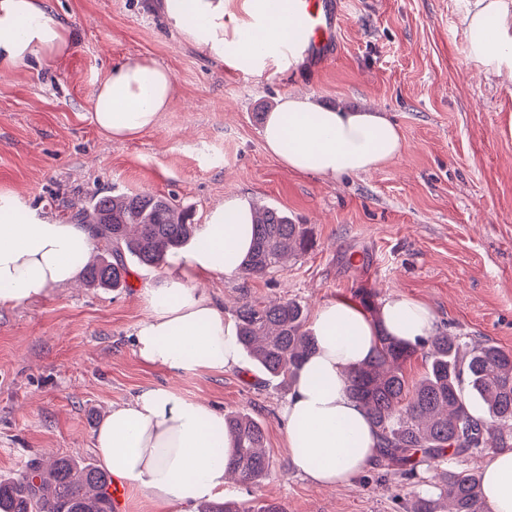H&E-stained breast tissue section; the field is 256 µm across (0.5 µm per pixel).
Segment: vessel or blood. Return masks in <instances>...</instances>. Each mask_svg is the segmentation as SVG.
<instances>
[{
    "mask_svg": "<svg viewBox=\"0 0 512 512\" xmlns=\"http://www.w3.org/2000/svg\"><path fill=\"white\" fill-rule=\"evenodd\" d=\"M342 0H290L289 14L303 50L323 65L338 51V23Z\"/></svg>",
    "mask_w": 512,
    "mask_h": 512,
    "instance_id": "obj_1",
    "label": "vessel or blood"
}]
</instances>
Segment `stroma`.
<instances>
[{
    "mask_svg": "<svg viewBox=\"0 0 512 512\" xmlns=\"http://www.w3.org/2000/svg\"><path fill=\"white\" fill-rule=\"evenodd\" d=\"M465 0H343L338 53L282 74L224 68L184 40L155 0H51L74 48L58 69L36 63L0 78V194L51 221L103 194L174 196L205 224L229 195L288 212L314 245L262 278L214 275L202 288L235 315L242 300H293L306 311L345 299L382 305L397 291L427 303L440 333L512 351V77L486 79L466 57ZM167 66L174 93L158 126L113 140L91 118L112 65ZM283 95L328 108L376 110L404 149L381 168L325 180L287 171L261 137ZM122 288L79 282L0 306V480L60 457L97 462L94 437L112 408L165 386L266 433L271 474L224 496L287 512H408L415 485L367 470L339 490L292 471L279 411L288 391L251 362L180 376L143 365L133 333L145 291L173 263L126 261Z\"/></svg>",
    "mask_w": 512,
    "mask_h": 512,
    "instance_id": "stroma-1",
    "label": "stroma"
}]
</instances>
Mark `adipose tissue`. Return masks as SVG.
I'll return each mask as SVG.
<instances>
[{
    "mask_svg": "<svg viewBox=\"0 0 512 512\" xmlns=\"http://www.w3.org/2000/svg\"><path fill=\"white\" fill-rule=\"evenodd\" d=\"M167 19L186 40L227 68L272 75L301 61L291 24L270 0H162ZM469 58L485 75H512V0H467L463 18ZM72 51L70 28L50 0H0V75L27 61L58 67ZM174 92L172 73L151 58L114 66L98 84L93 122L124 140L154 129ZM268 151L291 172L333 179L373 171L398 157V125L375 111L331 109L287 95L262 129ZM204 246L175 263L159 288L146 291L147 315L134 331V352L147 366L174 374L240 367L235 321L198 285L233 274L253 237L252 212L225 197L210 213ZM94 247L85 225L48 223L19 199L0 195V304L17 305L71 285ZM436 317L423 301L393 292L378 317L347 301L319 304L310 330L315 346L281 411L293 468L321 488L354 484L370 467L378 432L347 392L345 369L366 360L377 330L414 344L430 336ZM95 449L115 478L171 512H195L227 483L218 454L229 451L223 413L198 399L150 386L113 409ZM487 512H512V447L492 451L482 466Z\"/></svg>",
    "mask_w": 512,
    "mask_h": 512,
    "instance_id": "obj_1",
    "label": "adipose tissue"
}]
</instances>
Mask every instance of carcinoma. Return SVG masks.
Wrapping results in <instances>:
<instances>
[{"label": "carcinoma", "mask_w": 512, "mask_h": 512, "mask_svg": "<svg viewBox=\"0 0 512 512\" xmlns=\"http://www.w3.org/2000/svg\"><path fill=\"white\" fill-rule=\"evenodd\" d=\"M90 226L103 244L104 256L84 267L90 284L122 288L125 256L148 267L195 238L197 225L190 210L158 194L102 195L72 215ZM255 236L239 272L261 278L282 269L306 252V228L278 208H254ZM242 351L268 379L292 386L314 346L304 308L292 300L265 304L242 302L237 311ZM423 350L425 375L411 386L406 363ZM347 390L379 431L375 465L394 470L430 490L418 496L410 512H484L481 474L442 466L444 458H469L493 444L512 442V352L485 344L463 351L461 337L437 334L420 346L379 336V347L366 362L346 374ZM481 402L483 417L471 412ZM231 440L226 468L234 480L255 483L272 467L263 426L245 413L224 418ZM435 465L432 478L421 472ZM108 471L94 464L59 458L48 468L36 460L23 480L0 481V512H111L106 488ZM198 512H286L275 500L252 510L229 499L204 502Z\"/></svg>", "instance_id": "obj_1"}]
</instances>
